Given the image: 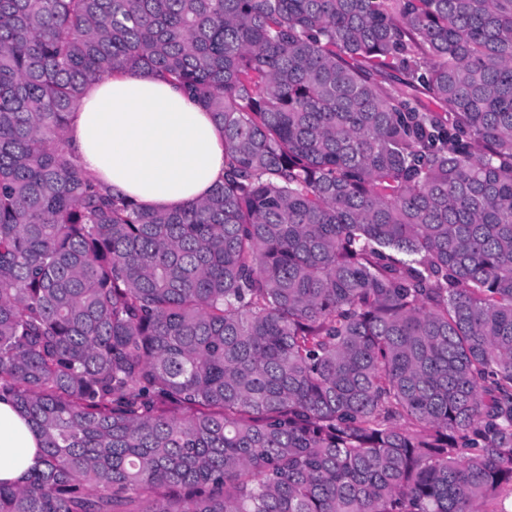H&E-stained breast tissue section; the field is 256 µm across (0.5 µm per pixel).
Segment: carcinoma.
<instances>
[{
  "label": "carcinoma",
  "instance_id": "1",
  "mask_svg": "<svg viewBox=\"0 0 512 512\" xmlns=\"http://www.w3.org/2000/svg\"><path fill=\"white\" fill-rule=\"evenodd\" d=\"M130 70L222 129L206 198L70 156ZM2 397L42 467L0 512L512 495V0H0Z\"/></svg>",
  "mask_w": 512,
  "mask_h": 512
}]
</instances>
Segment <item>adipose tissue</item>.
I'll list each match as a JSON object with an SVG mask.
<instances>
[{
    "instance_id": "1",
    "label": "adipose tissue",
    "mask_w": 512,
    "mask_h": 512,
    "mask_svg": "<svg viewBox=\"0 0 512 512\" xmlns=\"http://www.w3.org/2000/svg\"><path fill=\"white\" fill-rule=\"evenodd\" d=\"M73 160L112 194L147 210L175 211L224 176V134L193 98L151 73L89 84L68 117ZM40 441L12 403L0 401V480L40 464Z\"/></svg>"
}]
</instances>
